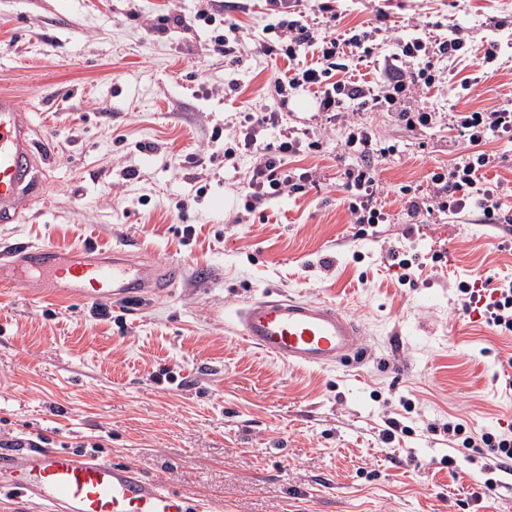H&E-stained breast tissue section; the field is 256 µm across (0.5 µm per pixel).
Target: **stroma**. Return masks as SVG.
<instances>
[{
	"label": "stroma",
	"instance_id": "1",
	"mask_svg": "<svg viewBox=\"0 0 512 512\" xmlns=\"http://www.w3.org/2000/svg\"><path fill=\"white\" fill-rule=\"evenodd\" d=\"M203 0H0V90L14 94L39 152L42 196L0 223V244L121 248L185 280L96 315L54 288L0 286V453L16 438L136 465L203 502L206 512H512V471L481 488L482 458L450 439L512 428V334L462 308L460 283L512 280V223L472 208L432 223L407 215L410 196L467 154L452 112L506 104L512 91V4L502 0H336V28L376 26L391 53L404 17L466 29L439 87L406 110H434L428 129L394 113L356 112L388 153L376 196L389 221L354 224L340 185L347 131L313 97L280 102L270 83L287 66L261 54L262 0H224L247 44L236 61L214 52L194 19ZM181 26L160 33V17ZM497 71L481 73L489 41ZM478 78L475 93L460 83ZM321 138L291 157L316 168L305 191L243 209L252 161L224 159L252 106ZM410 186V195L400 192ZM196 234L185 237L186 226ZM415 260L414 285L394 257ZM274 293L335 304L362 332L360 359L324 369L243 344L237 310ZM409 426L384 442L388 419Z\"/></svg>",
	"mask_w": 512,
	"mask_h": 512
}]
</instances>
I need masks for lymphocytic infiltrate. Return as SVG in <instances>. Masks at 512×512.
I'll use <instances>...</instances> for the list:
<instances>
[{
	"label": "lymphocytic infiltrate",
	"mask_w": 512,
	"mask_h": 512,
	"mask_svg": "<svg viewBox=\"0 0 512 512\" xmlns=\"http://www.w3.org/2000/svg\"><path fill=\"white\" fill-rule=\"evenodd\" d=\"M265 7L268 19L265 30L281 32L284 43L276 52L288 62L286 70L274 78L276 95L284 97L297 89L308 91L316 100L319 111L339 119L346 118L351 112L396 111L401 101L416 99L421 91L438 83L441 59L466 45L464 30L458 26L451 27L442 40L431 42L422 36L418 18L411 16L404 24L405 35L399 40L396 51L385 56L375 78L369 81L345 78L341 72L346 68V55H373L376 31L352 29L344 33L320 34L311 28L303 12L296 10L293 0H265ZM245 120L247 127L241 148H226L224 157L231 161L247 154L253 159L246 191L247 211H255L267 198L287 192L297 193L315 184V171L285 166L286 157L299 152L293 136L281 134L275 145L257 139L260 131L280 127L279 111L260 107L247 113ZM450 122L452 129L467 141L471 152L448 169L432 174L434 204L410 201L409 216L424 222L434 212L457 214L470 204L482 212L487 223L511 224L507 204L498 189L487 185L485 171L495 161L494 154L486 150L487 144L512 133V109L494 105L456 112L451 115ZM347 130L346 144L357 149L362 160L361 166L344 169L341 175L343 187L361 195L359 204L351 208L354 221L358 224L386 223V214L373 204L379 187L375 162L385 156L386 151L373 148V136L367 128L351 124ZM446 429L449 435L461 437L463 447L487 449L489 461L483 464V471L490 474L512 462L511 432L486 433L476 439L465 436L462 424L451 422Z\"/></svg>",
	"instance_id": "f902f5d3"
}]
</instances>
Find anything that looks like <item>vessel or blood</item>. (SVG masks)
I'll list each match as a JSON object with an SVG mask.
<instances>
[{"label":"vessel or blood","mask_w":512,"mask_h":512,"mask_svg":"<svg viewBox=\"0 0 512 512\" xmlns=\"http://www.w3.org/2000/svg\"><path fill=\"white\" fill-rule=\"evenodd\" d=\"M28 127L19 100L0 92L2 224L18 221L41 188ZM21 269L37 273L38 287L60 288L69 298L97 306L150 292L157 274L173 284L184 272L177 262L156 271L118 249L106 254L90 246L63 251L32 243L18 244L0 255V284H14ZM239 318V335L247 345L280 360L313 367L348 357L361 334L336 306L283 296L250 301ZM5 491L43 505L47 512H199L189 498L144 478L133 464L68 450L33 448L0 455V493Z\"/></svg>","instance_id":"b4317fda"}]
</instances>
